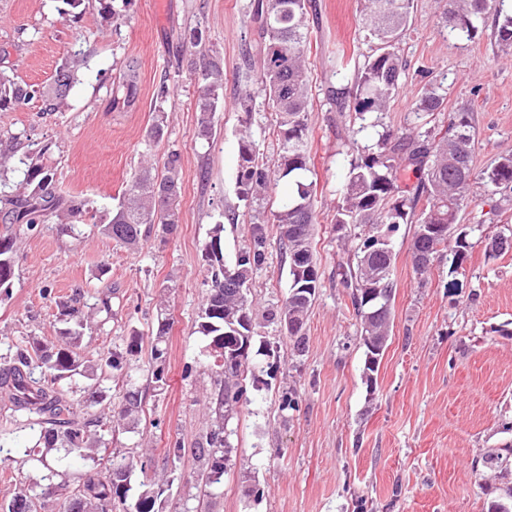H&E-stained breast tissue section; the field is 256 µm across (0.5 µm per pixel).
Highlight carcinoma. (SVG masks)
I'll use <instances>...</instances> for the list:
<instances>
[{"mask_svg":"<svg viewBox=\"0 0 512 512\" xmlns=\"http://www.w3.org/2000/svg\"><path fill=\"white\" fill-rule=\"evenodd\" d=\"M309 0H255L252 11L263 18L259 45L260 65L257 85L268 107L277 112L279 152L269 166L253 147L248 137L241 138L236 176L238 200L251 203L264 190L284 184V196L272 223L280 229V241L288 253L290 265L294 256L303 255V273L290 270L288 298L279 315L293 330L288 333L294 347L306 343L304 326L319 288L317 261L311 250L314 236L313 181L308 154V114L312 109V85L308 71ZM413 0H364V19L369 38L377 41L374 52L363 65L353 71L341 65L339 75L352 78L353 89L344 87L329 91V99L343 111L349 110L359 129L377 127L368 122L375 114L387 111L399 87L406 64L397 51L402 33L411 20ZM494 16L491 36L505 51L512 49V10L505 0H446L442 27L459 38L472 40L483 34L488 16ZM190 65L195 56L207 57L201 30L193 28L184 36ZM203 87L197 99V137L212 136L214 117L221 105L224 70L212 57L201 69ZM74 80L71 62H65L49 87L20 84L0 75V109L15 107L33 98L62 105ZM444 95L431 88L417 100V110L434 117L445 109ZM475 149V127L472 114L460 110L448 114V124L438 127L425 122L414 135L392 139L391 134L378 135L377 150L351 161L341 183L334 224L341 232L348 226L364 225L368 232L359 237L354 248L355 263L343 272V283L351 289V304L360 319V340L365 348L364 382L373 392L380 360L387 347L391 327V310L377 315L380 299L385 294L394 298V254L392 233L401 224L413 225L410 243L412 265L421 276L428 273L434 260L448 252L449 272L463 267L472 248L469 237L483 226L492 224L501 213L512 210V154H502L486 170L477 174L472 167ZM164 174L158 178L147 166L134 178L123 201L99 230L113 241L135 246L143 238V226L156 224L162 232H171L179 223L180 155L170 151L163 164ZM416 177L411 189L399 187L401 172ZM480 183L490 206L480 212L472 224L460 223V212L474 184ZM94 211L88 197L64 195L57 191L52 169L30 163L25 186L0 198V223L6 234L0 237V288L9 283L14 272L17 236L33 232L42 224H56L66 232L72 224ZM224 226L212 228L204 246L208 265L205 279L207 293L199 316L198 332L210 338L213 351L224 355L237 351L232 364H215L220 380L211 394L209 409L214 424L198 438L192 456L197 463L198 479L204 487H218L224 482L225 413L247 398L248 388L269 386L274 378L273 366L265 375L253 374L251 386L243 384L244 367L254 337L251 303L247 284L265 260L262 227L255 226L253 242L242 248L232 264L224 263L222 232ZM454 241L448 246V241ZM485 251L497 257L512 251V228L496 232L485 244ZM81 291L60 297L56 306L63 316L76 320L77 328L60 331L58 341L48 342L40 336H27L15 345L13 357L0 368V393L10 403L11 417L27 423L34 432L33 445L25 450L28 461L43 472L42 479L58 476V462L71 457L93 463L105 461V476L84 482L57 484V512H157L156 507L165 488L142 484L137 499L128 501L130 477L134 466L145 469L148 462L134 460L109 451L112 444V419L88 417L78 419V404L68 397L58 383L79 375L98 382L107 380L114 371L133 370V360L141 345L136 335L125 349L96 358L81 353L83 330L91 326V314L79 307ZM169 322L157 318L152 331L151 382L154 389L167 385L166 354ZM141 396L131 389L124 396L118 412L122 429L132 432L140 420ZM485 471L499 474L512 472V443L493 448L475 460ZM42 497L32 488L16 496L3 512H40ZM512 512V486L501 489L488 505L487 512Z\"/></svg>","mask_w":512,"mask_h":512,"instance_id":"1","label":"carcinoma"}]
</instances>
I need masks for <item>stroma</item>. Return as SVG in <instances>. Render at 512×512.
Instances as JSON below:
<instances>
[{
  "mask_svg": "<svg viewBox=\"0 0 512 512\" xmlns=\"http://www.w3.org/2000/svg\"><path fill=\"white\" fill-rule=\"evenodd\" d=\"M252 0H115L125 20H105L99 0L71 8L65 0H0V70L15 81L51 84L62 62L78 60L74 84L61 110L40 98L0 111V190L9 192L40 160L55 173L64 194L93 199L95 214L82 235L45 224L21 238L14 274L0 288V364L25 336L55 339L64 323L55 301L81 290L84 302L110 297L111 313H97L85 330L83 352L93 357L140 333V424L116 435L112 452L148 454L147 471H133L132 487L170 483L163 512H486L490 477L474 467L490 448L512 441V252L488 257L474 243L457 273L447 260L427 275L412 266L413 228L393 236L395 292L388 347L375 391L363 380L364 348L359 321L342 282L354 237L339 239L332 223L337 190L352 160L375 147L376 132L356 133L350 112L339 111L328 90L339 87L343 61H363L371 51L360 30L363 0H312L309 71L314 110L308 116V153L313 165L319 288L305 325L306 345L296 350L278 322L288 297L290 263L272 213L285 193L269 190L246 204L236 197L238 143L249 135L264 161L277 158L276 112L256 100L242 112L238 98L256 90L258 25ZM444 0H414L413 20L398 50L406 62L401 88L380 129L393 137L409 133L424 118L417 98L435 87L447 111L469 107L476 128L475 171L512 152V53L503 54L488 35L467 41L441 30ZM200 28L224 66V99L214 136L197 137L198 77L187 64L185 31ZM138 74L129 103H114L112 91L126 68ZM169 94L164 136L146 138L156 119L160 87ZM379 129V130H380ZM181 165L180 222L172 233L151 227L138 246L116 244L101 234L135 173L162 168L170 150ZM223 222L225 261L250 244L254 225L265 236L263 265L254 271L248 296L255 332L264 347L252 366L275 361L271 389L249 390L227 422L232 465L223 487L205 492L192 455L172 462L175 441L193 447L209 422L215 375L210 340L195 324L204 303L202 250L216 222ZM169 322L167 388L156 392L149 359L158 313ZM191 378H184L185 366ZM62 388L94 414L117 412L126 392L121 376L101 387L82 377ZM295 391L297 410L280 408L282 392ZM0 397V504L39 480L25 456L32 432L8 417ZM262 499L248 496L251 486Z\"/></svg>",
  "mask_w": 512,
  "mask_h": 512,
  "instance_id": "stroma-1",
  "label": "stroma"
}]
</instances>
